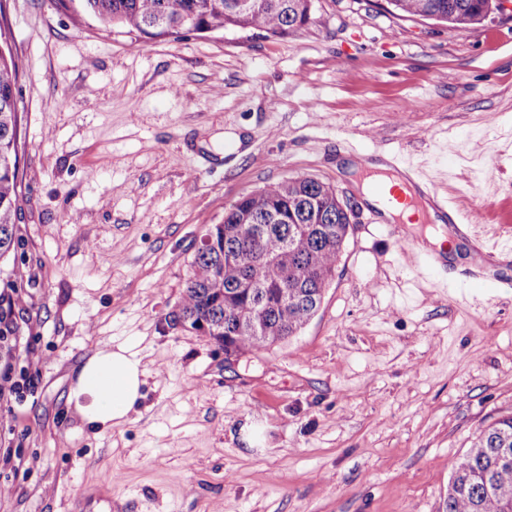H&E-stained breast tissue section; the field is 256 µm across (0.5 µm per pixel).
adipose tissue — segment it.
Wrapping results in <instances>:
<instances>
[{"label":"adipose tissue","mask_w":512,"mask_h":512,"mask_svg":"<svg viewBox=\"0 0 512 512\" xmlns=\"http://www.w3.org/2000/svg\"><path fill=\"white\" fill-rule=\"evenodd\" d=\"M146 370L124 345L98 350L80 367L69 401L93 427L124 424L144 398Z\"/></svg>","instance_id":"adipose-tissue-1"}]
</instances>
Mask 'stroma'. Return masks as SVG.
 Returning <instances> with one entry per match:
<instances>
[{"mask_svg": "<svg viewBox=\"0 0 512 512\" xmlns=\"http://www.w3.org/2000/svg\"><path fill=\"white\" fill-rule=\"evenodd\" d=\"M276 37L138 46L80 0H6L21 59L25 324L0 398V512H442L450 462L512 413V291L447 287L364 198L403 151L487 243L512 242V16L456 29L315 0ZM310 176L358 206L318 313L226 358L170 321L205 230ZM147 371L128 422L68 403L98 349Z\"/></svg>", "mask_w": 512, "mask_h": 512, "instance_id": "35a3bbf8", "label": "stroma"}]
</instances>
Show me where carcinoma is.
<instances>
[{
	"label": "carcinoma",
	"mask_w": 512,
	"mask_h": 512,
	"mask_svg": "<svg viewBox=\"0 0 512 512\" xmlns=\"http://www.w3.org/2000/svg\"><path fill=\"white\" fill-rule=\"evenodd\" d=\"M106 26L137 33L138 44L189 33L254 29L284 37L307 25L314 0H82ZM392 13L477 24L496 12V0H387ZM21 65L0 51V261L23 249L16 224L20 172ZM353 213L336 190L311 177L275 182L246 194L208 227L186 281L174 323H205L224 354L264 349L296 335L317 313L347 243ZM23 279L0 269V396L13 389L8 370L21 326ZM249 312L259 329H236ZM443 512H512V415L480 430L471 448L450 464Z\"/></svg>",
	"instance_id": "carcinoma-1"
}]
</instances>
